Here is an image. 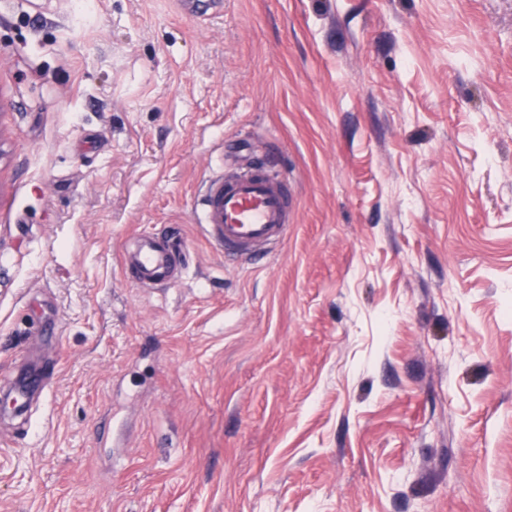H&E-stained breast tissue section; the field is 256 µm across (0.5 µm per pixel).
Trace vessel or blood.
Segmentation results:
<instances>
[{
	"label": "vessel or blood",
	"mask_w": 512,
	"mask_h": 512,
	"mask_svg": "<svg viewBox=\"0 0 512 512\" xmlns=\"http://www.w3.org/2000/svg\"><path fill=\"white\" fill-rule=\"evenodd\" d=\"M200 206V222L225 257L252 262L260 248L278 245L287 237L292 193L279 174L247 164L208 180ZM124 270L132 282L142 286L173 282L167 240L155 234L141 235Z\"/></svg>",
	"instance_id": "vessel-or-blood-1"
}]
</instances>
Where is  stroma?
<instances>
[{"label": "stroma", "mask_w": 512, "mask_h": 512, "mask_svg": "<svg viewBox=\"0 0 512 512\" xmlns=\"http://www.w3.org/2000/svg\"><path fill=\"white\" fill-rule=\"evenodd\" d=\"M0 99V512H512V0H0ZM200 206L199 224L225 258L253 262L287 237L292 193L279 174L247 164L208 180ZM127 277L142 286L168 285L175 279L168 241L155 234L139 237L137 250L124 262Z\"/></svg>", "instance_id": "35a3bbf8"}]
</instances>
